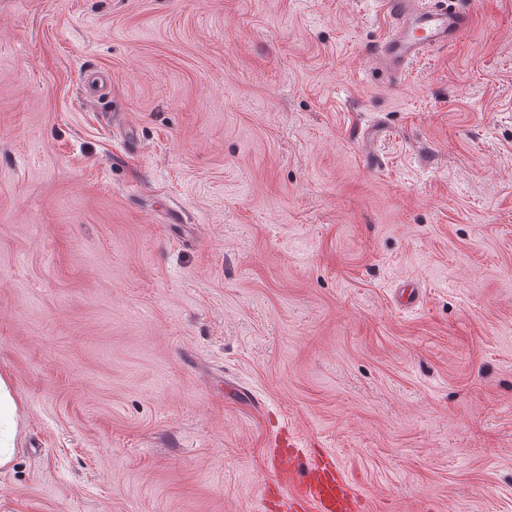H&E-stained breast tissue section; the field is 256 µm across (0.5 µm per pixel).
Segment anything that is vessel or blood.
<instances>
[{
    "instance_id": "obj_1",
    "label": "vessel or blood",
    "mask_w": 512,
    "mask_h": 512,
    "mask_svg": "<svg viewBox=\"0 0 512 512\" xmlns=\"http://www.w3.org/2000/svg\"><path fill=\"white\" fill-rule=\"evenodd\" d=\"M389 31L372 57L396 76L425 51L454 44L472 22L468 0H376ZM274 469L285 474L279 485L281 512H355L357 501L337 459L321 454L304 463L277 455Z\"/></svg>"
}]
</instances>
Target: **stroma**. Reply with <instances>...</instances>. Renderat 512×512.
I'll list each match as a JSON object with an SVG mask.
<instances>
[{
	"label": "stroma",
	"instance_id": "stroma-1",
	"mask_svg": "<svg viewBox=\"0 0 512 512\" xmlns=\"http://www.w3.org/2000/svg\"><path fill=\"white\" fill-rule=\"evenodd\" d=\"M402 79L371 0H0V512H512V0ZM109 74L89 98L83 73ZM17 402L9 379L0 375V468L6 467L14 455L13 437L16 425ZM271 464L290 481H280L279 508L285 512L309 509L308 512H352L359 510L342 468L331 454H321L311 463L292 455H277Z\"/></svg>",
	"mask_w": 512,
	"mask_h": 512
}]
</instances>
